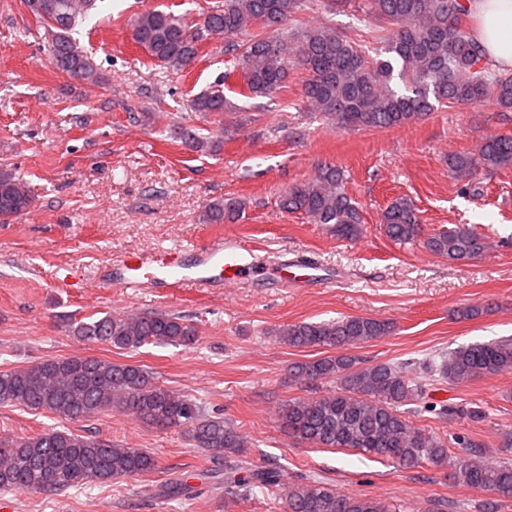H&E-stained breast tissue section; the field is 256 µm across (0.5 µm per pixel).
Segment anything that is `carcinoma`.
<instances>
[{
  "label": "carcinoma",
  "instance_id": "1",
  "mask_svg": "<svg viewBox=\"0 0 512 512\" xmlns=\"http://www.w3.org/2000/svg\"><path fill=\"white\" fill-rule=\"evenodd\" d=\"M98 0H26L30 12L54 29L48 59L55 69L83 81L99 80L92 57L73 36L76 27L97 8ZM308 0H219L205 21L190 32L182 17L148 10L130 22L138 45L158 62L172 67L192 65L199 44L224 36L230 65L218 85L192 101L203 115H222L233 109L222 86L240 78V95H269L285 88L288 72L308 73L306 102L337 129H387L425 120L439 104L482 106L494 103L512 109V75L490 68L470 34L462 28L468 14L462 0H365L364 8L392 26L382 56L368 59L355 40L319 23L296 28L293 22ZM260 26L257 32L250 31ZM178 135L190 151L216 153L223 138L203 136L181 127ZM512 167V135L487 138L478 152L459 153L449 162L451 176L468 184L477 175ZM33 198L16 172L0 167V221L25 214ZM284 212H300L313 224L341 238L362 234L359 206L348 196L343 172L331 164L314 177L292 184L278 196ZM244 203L233 198L214 200L202 212L204 224H234ZM388 238L397 244H419L452 262L483 255L487 238L468 224L422 237L420 212L406 197L395 199L383 212ZM86 341L137 350L145 345L190 346L195 327L169 312L135 316L104 314L71 325ZM394 331L392 322L368 316H345L328 321H302L283 326L275 335L294 348L334 350L290 367L301 383L333 382L336 389L312 399H295L280 410L282 427L300 441L318 448H345L369 457L387 459L405 469L448 465V448H473L464 436L445 441L414 425L428 387L440 377L466 384L512 370V339L460 346L423 364L410 376L391 363L367 364L347 353L350 348ZM0 405H20L50 412L66 420H82L104 410L133 415L162 428H183L215 464L225 466L214 476L215 489L226 498H248L256 490L282 486L277 464L256 467L249 462L250 442L233 423L207 416L196 402L159 384L141 365L116 363L93 356H61L0 370ZM439 415L479 421L481 408L442 407ZM157 468L156 458L142 448H120L96 437L51 429L36 436L0 441V491L27 494L66 492L72 488L135 478ZM454 483L493 495L482 503L496 512L495 496L512 491V463L482 460L451 464ZM190 494L182 483H162L155 495L178 499ZM289 512H390L384 502L347 495L328 484L310 480L285 490Z\"/></svg>",
  "mask_w": 512,
  "mask_h": 512
}]
</instances>
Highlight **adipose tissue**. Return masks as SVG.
<instances>
[{
  "instance_id": "obj_1",
  "label": "adipose tissue",
  "mask_w": 512,
  "mask_h": 512,
  "mask_svg": "<svg viewBox=\"0 0 512 512\" xmlns=\"http://www.w3.org/2000/svg\"><path fill=\"white\" fill-rule=\"evenodd\" d=\"M476 25L471 33L488 63L512 70V0H465Z\"/></svg>"
}]
</instances>
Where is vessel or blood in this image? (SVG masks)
I'll return each instance as SVG.
<instances>
[{"instance_id": "vessel-or-blood-1", "label": "vessel or blood", "mask_w": 512, "mask_h": 512, "mask_svg": "<svg viewBox=\"0 0 512 512\" xmlns=\"http://www.w3.org/2000/svg\"><path fill=\"white\" fill-rule=\"evenodd\" d=\"M255 267L251 245L236 237L217 236L197 248L191 264L176 250H161L147 257L122 255L113 261L108 282L119 288L170 289L189 283L229 288L239 286ZM275 277L296 287L324 279L319 266L305 262L280 265Z\"/></svg>"}]
</instances>
